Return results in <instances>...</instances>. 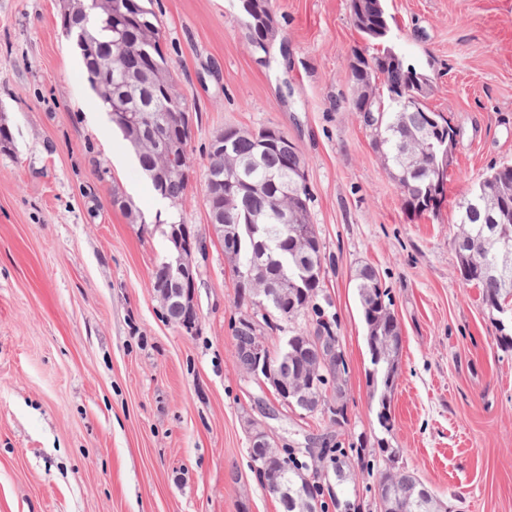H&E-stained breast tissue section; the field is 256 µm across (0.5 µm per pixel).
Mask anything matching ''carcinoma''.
<instances>
[{
	"label": "carcinoma",
	"mask_w": 512,
	"mask_h": 512,
	"mask_svg": "<svg viewBox=\"0 0 512 512\" xmlns=\"http://www.w3.org/2000/svg\"><path fill=\"white\" fill-rule=\"evenodd\" d=\"M93 0H83V10L69 19L65 33L75 41L83 60L86 74L94 72L100 60L109 52L113 42L122 39L133 53V61L150 67L158 77L156 86L139 85L142 103L133 106L136 112H163L168 118V135L178 143L173 150V164L182 165L190 161L189 135H181L180 115L186 111V99L175 86L172 64L163 49V33L157 15L145 6V0H134L136 9L132 18L123 26L112 23V18L91 7ZM265 0H241L240 7L248 18L251 41L266 39L270 16L263 8ZM354 27L363 38L379 50L368 55H359L349 64L352 80L368 87L372 95V118L375 127L369 130L373 145L381 153L385 165L395 171L403 166L412 148L423 154L421 174L405 181H397L404 205L411 211L425 215L430 209L425 198L430 193L431 179L442 161V150L438 143L422 141L418 133L429 124L434 111L421 106L417 112H401L391 93L423 90L428 96L431 90L425 74L412 67H398L391 63L386 42L390 33L388 16L382 0H356L351 5ZM267 144L262 146L249 135H238L234 129L224 130V151L209 152L207 185L223 186V196L214 199L204 195L207 208L219 206L224 209V235L219 237L224 254L233 266L237 279V306L246 308L240 317L255 316V328L233 329L237 362L250 372V361L246 348L257 336L265 335L271 327L267 315L291 322L308 311L317 316L314 333L331 336L335 334L333 323L323 319L316 300L321 291L324 273L321 244L315 225L310 222L311 192L303 187V196L296 200L285 199L281 193L283 184L291 181L293 167L307 166L301 151L288 158L278 144L286 135L274 127L264 128ZM153 133L150 125L141 131L139 143L134 151L142 170L150 179L154 191L175 205L183 200L187 189V177L168 175L158 171L157 157L150 142ZM248 172L246 180L251 186L240 188L231 185L237 175ZM483 190L502 196V205L512 215V164L502 165L476 182L469 192L474 196ZM302 211V219L294 224L282 221V211L287 208ZM461 228L452 240L458 267L466 263V254L471 250L486 248L487 267L475 271L471 284L480 288L486 308L499 315L512 307V282L501 275L502 252L512 249V220L505 224L488 223V212L464 210ZM153 282L170 288L178 287L167 259L156 267ZM356 288L367 329L369 350L382 343L386 358L372 356L375 365H384L383 388L392 389L396 369V357L400 346V326L391 309L392 301L383 289L375 270L367 265L356 273ZM323 349L309 337L299 335L296 345L288 351L274 354L277 360L283 357L296 359L314 369L320 368ZM346 375L345 363H331L325 376L316 377V388L320 390L323 404L338 407L333 413V423H346ZM319 467H310L287 453L280 457L273 469L256 473L268 490L276 486L288 488V501L283 512H294L292 501L305 498L317 501L321 491L319 478L336 476L340 482L344 469L348 467L345 453L337 449L321 452ZM418 479L403 472L394 477L390 470L380 473L379 498L385 512H437L439 505L434 497L426 500L414 494Z\"/></svg>",
	"instance_id": "1"
}]
</instances>
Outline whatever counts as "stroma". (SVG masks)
I'll use <instances>...</instances> for the list:
<instances>
[{"instance_id":"35a3bbf8","label":"stroma","mask_w":512,"mask_h":512,"mask_svg":"<svg viewBox=\"0 0 512 512\" xmlns=\"http://www.w3.org/2000/svg\"><path fill=\"white\" fill-rule=\"evenodd\" d=\"M383 4L391 46L429 76L427 104L457 133L430 216L405 207L348 108V60L366 46L348 0H271L263 56L238 0H152L191 119L176 206L157 205L58 0H0V512H282L249 467L255 424L302 460L339 445L381 469L399 449L449 512H512V352L452 246L467 190L512 163V0ZM229 127L278 128L307 160L345 425L280 405L237 363L235 277L204 202L210 145ZM116 187L144 223L113 206ZM164 221L205 246L190 332L152 288L171 251ZM363 265L401 329L388 432L355 288Z\"/></svg>"}]
</instances>
